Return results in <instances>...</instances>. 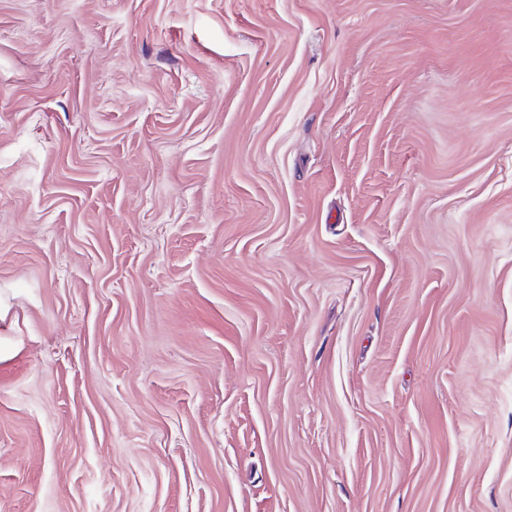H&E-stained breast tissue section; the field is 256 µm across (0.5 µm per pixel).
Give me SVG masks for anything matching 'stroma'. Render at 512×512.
Here are the masks:
<instances>
[{"label":"stroma","instance_id":"obj_1","mask_svg":"<svg viewBox=\"0 0 512 512\" xmlns=\"http://www.w3.org/2000/svg\"><path fill=\"white\" fill-rule=\"evenodd\" d=\"M0 512H512V0H0Z\"/></svg>","mask_w":512,"mask_h":512}]
</instances>
